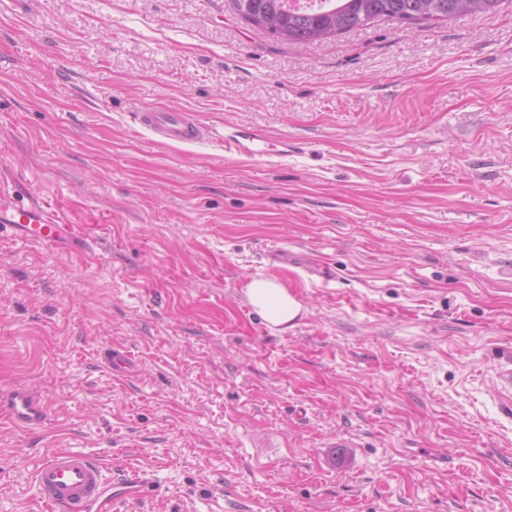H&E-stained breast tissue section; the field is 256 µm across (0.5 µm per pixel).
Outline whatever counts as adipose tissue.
I'll list each match as a JSON object with an SVG mask.
<instances>
[{
  "instance_id": "ef3b65f1",
  "label": "adipose tissue",
  "mask_w": 512,
  "mask_h": 512,
  "mask_svg": "<svg viewBox=\"0 0 512 512\" xmlns=\"http://www.w3.org/2000/svg\"><path fill=\"white\" fill-rule=\"evenodd\" d=\"M246 297L250 306L274 328H288L303 312L302 304L288 287L273 276L251 278Z\"/></svg>"
}]
</instances>
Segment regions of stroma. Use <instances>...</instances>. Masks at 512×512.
I'll list each match as a JSON object with an SVG mask.
<instances>
[{
    "label": "stroma",
    "instance_id": "stroma-1",
    "mask_svg": "<svg viewBox=\"0 0 512 512\" xmlns=\"http://www.w3.org/2000/svg\"><path fill=\"white\" fill-rule=\"evenodd\" d=\"M0 182L87 243L0 236V394L49 413L0 416V512L52 448L149 473L126 512H512V5L297 44L228 0H0ZM134 119L158 143L195 145L211 139L210 131L193 112L141 108L139 112H135ZM266 142L265 134L258 130H251L242 135L224 138V152L225 154L263 155L267 152L264 147ZM250 306L274 328L288 329L303 312L302 304L277 277H253L246 286ZM108 368L117 375L131 374L135 371L136 364L127 351L109 349L105 354ZM0 411L22 428L41 426L47 419L41 398L23 388L13 390L6 399L0 400Z\"/></svg>",
    "mask_w": 512,
    "mask_h": 512
}]
</instances>
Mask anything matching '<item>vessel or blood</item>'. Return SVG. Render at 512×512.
Segmentation results:
<instances>
[{
    "mask_svg": "<svg viewBox=\"0 0 512 512\" xmlns=\"http://www.w3.org/2000/svg\"><path fill=\"white\" fill-rule=\"evenodd\" d=\"M136 124L156 142L195 145L210 140L208 128L192 112L176 109L143 108L134 115ZM266 136L257 130L224 140L228 154H265ZM9 229L12 237L30 245L55 248L69 244L85 247L82 238L71 235L69 220L53 202L26 204L12 190L0 186V230ZM109 369L118 375L131 374L136 364L129 352L111 349L105 354ZM0 413L16 426L43 425L46 406L26 389L13 390L0 400ZM40 500L48 512H123L125 505L144 497L148 478L138 471L106 475L102 463L79 451L56 449L46 452L33 473Z\"/></svg>",
    "mask_w": 512,
    "mask_h": 512,
    "instance_id": "b4317fda",
    "label": "vessel or blood"
}]
</instances>
